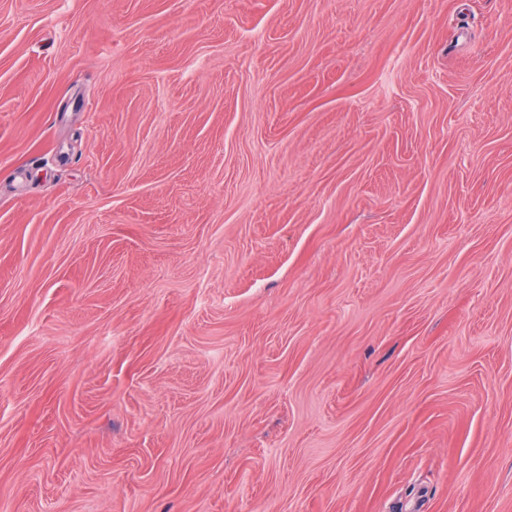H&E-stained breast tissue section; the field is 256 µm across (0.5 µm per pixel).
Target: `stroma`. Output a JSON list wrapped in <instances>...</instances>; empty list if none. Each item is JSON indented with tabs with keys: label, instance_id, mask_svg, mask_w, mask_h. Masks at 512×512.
I'll return each mask as SVG.
<instances>
[{
	"label": "stroma",
	"instance_id": "1",
	"mask_svg": "<svg viewBox=\"0 0 512 512\" xmlns=\"http://www.w3.org/2000/svg\"><path fill=\"white\" fill-rule=\"evenodd\" d=\"M0 512H512V0H0Z\"/></svg>",
	"mask_w": 512,
	"mask_h": 512
}]
</instances>
